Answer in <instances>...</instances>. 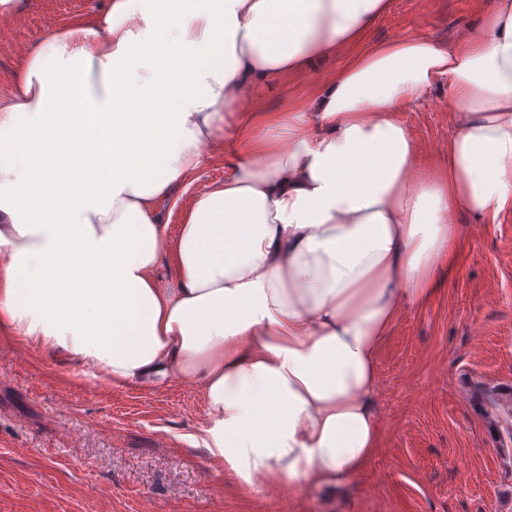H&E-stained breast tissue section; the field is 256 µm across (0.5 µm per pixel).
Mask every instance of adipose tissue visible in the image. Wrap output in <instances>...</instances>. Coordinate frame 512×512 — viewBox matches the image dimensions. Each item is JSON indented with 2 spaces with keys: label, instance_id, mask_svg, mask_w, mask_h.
I'll use <instances>...</instances> for the list:
<instances>
[{
  "label": "adipose tissue",
  "instance_id": "ef3b65f1",
  "mask_svg": "<svg viewBox=\"0 0 512 512\" xmlns=\"http://www.w3.org/2000/svg\"><path fill=\"white\" fill-rule=\"evenodd\" d=\"M389 5L109 0L30 47L0 106V328L116 385L195 381L203 445L246 491L270 473L333 489L368 465L401 310L454 261L455 215L512 211V0L452 46L360 50ZM442 80L448 150L422 177L399 114ZM80 103L112 141L74 173L48 143ZM228 135L223 182L170 235L163 205Z\"/></svg>",
  "mask_w": 512,
  "mask_h": 512
}]
</instances>
